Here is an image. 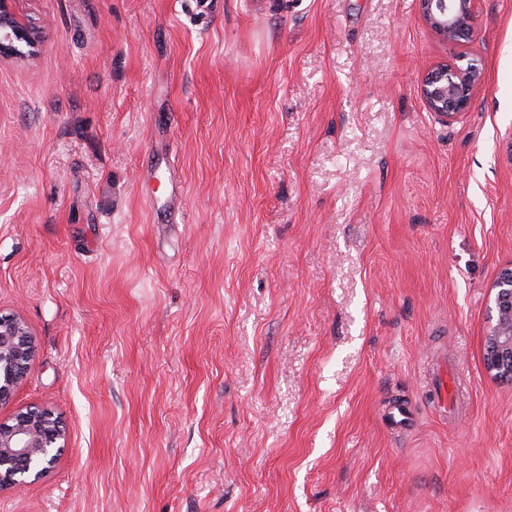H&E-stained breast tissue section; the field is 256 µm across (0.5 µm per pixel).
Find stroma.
Wrapping results in <instances>:
<instances>
[{
    "label": "stroma",
    "instance_id": "obj_1",
    "mask_svg": "<svg viewBox=\"0 0 512 512\" xmlns=\"http://www.w3.org/2000/svg\"><path fill=\"white\" fill-rule=\"evenodd\" d=\"M0 61V419L66 436L0 512H512V0H20ZM476 64L468 111L424 74ZM450 410L429 388L442 372ZM413 420L391 427L389 407ZM19 0H0V60L35 56L43 38L39 27L22 21ZM420 8L425 23L448 43L473 37V0H420ZM496 290L494 305L499 319L487 336L485 348V366L496 379L512 382V327L507 325L505 317L512 313V263L504 267L493 286ZM511 307L504 311L502 304ZM26 322L18 315H0V405L27 378L34 348Z\"/></svg>",
    "mask_w": 512,
    "mask_h": 512
}]
</instances>
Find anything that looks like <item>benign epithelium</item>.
<instances>
[{
    "label": "benign epithelium",
    "mask_w": 512,
    "mask_h": 512,
    "mask_svg": "<svg viewBox=\"0 0 512 512\" xmlns=\"http://www.w3.org/2000/svg\"><path fill=\"white\" fill-rule=\"evenodd\" d=\"M18 0H0V60L35 56L42 40L39 27L22 21ZM425 23L442 39L460 44L474 34L473 0H420ZM481 73L473 65L450 64L430 70L422 80L421 95L433 112L452 119L466 111ZM494 305L499 319L487 336L485 366L496 379L512 382V263L494 284ZM34 348L26 322L18 315H0V405L27 378ZM65 432L49 413L31 409L0 422V490L40 475L54 462V451Z\"/></svg>",
    "instance_id": "obj_1"
}]
</instances>
